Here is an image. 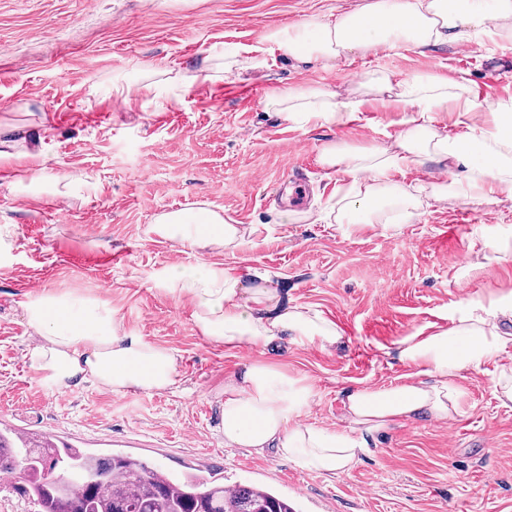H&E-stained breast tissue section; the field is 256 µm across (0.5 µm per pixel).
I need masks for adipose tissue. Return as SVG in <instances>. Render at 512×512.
<instances>
[{"mask_svg": "<svg viewBox=\"0 0 512 512\" xmlns=\"http://www.w3.org/2000/svg\"><path fill=\"white\" fill-rule=\"evenodd\" d=\"M476 40L512 42V0H365L339 16L321 17L271 37L280 56L319 61L327 68L353 52ZM366 82L376 90L367 100H342L314 86L288 88L272 101L277 111L302 125L345 122L369 102L409 113L395 147L346 151L330 145L320 153L324 169L347 176L336 193V222L345 233L374 226L388 212L412 219L420 199L412 186L394 182L392 175L430 162L446 176L445 182L433 185V197L463 186L478 201H512V102L491 106L493 123L483 126L472 120L482 109L477 87L429 75L395 82L383 72L367 74ZM448 110L466 127L464 137H448L434 126V113ZM151 231L201 251L237 249L247 235L246 228L203 208L161 214ZM156 285L188 299L200 335L228 349L248 346L263 353L290 337L331 351L344 340L321 312L282 304L263 273L238 274L201 260L170 266L158 275ZM24 314L38 337L28 352L30 364L51 389L89 383L115 393H154L177 382L174 350L121 331L106 302L45 289L28 298ZM503 317L512 319V300L489 310L472 304L451 325L422 329L388 346L387 355L413 367V374L390 388L367 386L347 393L345 426L339 430L298 423L314 397L304 379L261 359L246 363L224 379V445L259 454L272 448L302 468L333 476L349 473L369 455L368 439L379 432L421 417L445 421L459 415L464 391L458 380L464 372L495 363L497 396L512 403V333L501 332Z\"/></svg>", "mask_w": 512, "mask_h": 512, "instance_id": "adipose-tissue-1", "label": "adipose tissue"}]
</instances>
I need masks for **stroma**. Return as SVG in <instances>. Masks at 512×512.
I'll return each mask as SVG.
<instances>
[{"instance_id":"1","label":"stroma","mask_w":512,"mask_h":512,"mask_svg":"<svg viewBox=\"0 0 512 512\" xmlns=\"http://www.w3.org/2000/svg\"><path fill=\"white\" fill-rule=\"evenodd\" d=\"M361 0H0V425L46 433L107 457L129 454L175 473L267 487L297 512H512V404L494 391V365L466 372L463 412L377 434L347 474L297 467L274 451L228 448L217 396L225 375L259 354L204 340L184 299L156 278L198 258L269 275L283 301L336 323L328 352L282 341L267 351L312 385L300 423L341 427L350 390L391 387L412 369L386 346L429 323L449 325L476 302L512 298V201L422 198L413 219L344 234L310 213L336 201L339 173L318 156L394 144L410 118L389 108L315 129L274 112L291 86L361 95L379 70L479 84L486 103L512 99V43L380 48L335 67L278 59L224 78L222 52L257 57L266 37ZM125 96H118V89ZM306 206L277 200L298 168ZM41 171L38 189L18 178ZM208 208L251 228L236 250L205 255L151 234L157 215ZM293 210L294 222L274 223ZM498 240V252L484 250ZM49 288L107 302L122 331L171 348L178 382L161 393L88 385L49 389L31 369L28 296Z\"/></svg>"}]
</instances>
